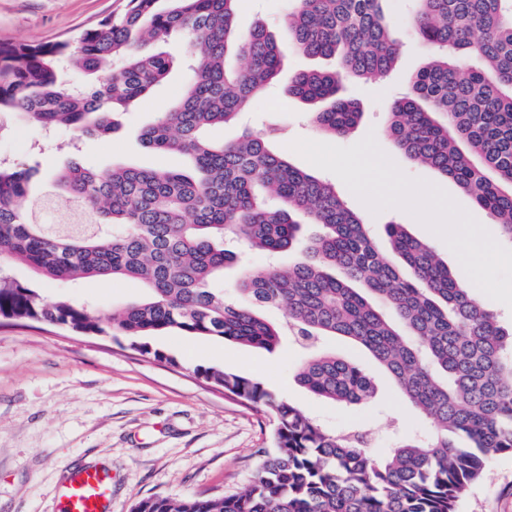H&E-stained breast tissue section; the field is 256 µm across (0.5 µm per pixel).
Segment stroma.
<instances>
[{"label":"stroma","instance_id":"35a3bbf8","mask_svg":"<svg viewBox=\"0 0 512 512\" xmlns=\"http://www.w3.org/2000/svg\"><path fill=\"white\" fill-rule=\"evenodd\" d=\"M293 5V0H239L242 29L260 24L271 32L281 46L284 66L273 86L251 103L243 121L217 130V137L230 142L243 129L260 131L268 121H277L284 131L273 141V149L306 170L309 162L291 148L296 139L349 147L371 133L406 175L440 186L481 224H491V216L455 183L409 160L385 132L391 103L404 95L408 79L431 55L413 32L414 0H389L388 17L400 45L395 66L384 80L341 85V95L358 103L362 119L348 136L333 139L313 124V105L288 93L294 74L336 65L335 60L309 57L289 45L285 22ZM123 7L124 0H0V40H64ZM186 79L183 67L175 66L166 80L119 114L118 128L105 137L65 127L45 132L19 116L2 114L0 162L37 167L28 201L32 207L53 173L71 163L98 170L183 168L182 157L146 148L141 133L159 112L178 102ZM336 189L370 224L388 260L396 255L385 227L402 224L428 242L454 272H461L446 244L409 213L387 209L375 214L344 183H337ZM8 273L46 296L89 304L103 319L145 293L132 279H89L72 285L38 282L21 266ZM149 343L163 352V359L108 336H89L37 320H0V512H58L70 475L88 467L101 470L111 485L110 512H132L136 501L153 495H223L246 487L257 475L260 450L273 445L276 423L209 385L197 375L200 367H221L274 387L284 400L329 428L362 430L372 439L369 452L374 456L391 448L395 436L431 427L369 353L339 337L325 340L322 348L356 362L373 378L377 393L369 403L345 407L317 399L300 386L295 373L306 352L288 337L271 352L178 332L150 337ZM171 356L176 365L168 364ZM459 512H512V453L500 454L487 465L460 501Z\"/></svg>","mask_w":512,"mask_h":512}]
</instances>
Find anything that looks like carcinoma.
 Returning <instances> with one entry per match:
<instances>
[{
  "label": "carcinoma",
  "mask_w": 512,
  "mask_h": 512,
  "mask_svg": "<svg viewBox=\"0 0 512 512\" xmlns=\"http://www.w3.org/2000/svg\"><path fill=\"white\" fill-rule=\"evenodd\" d=\"M127 0L68 41L0 42V114L39 128L75 127L96 136L114 116L166 79L174 58L157 45L190 39L192 71L180 102L158 113L143 145L190 159L188 171L68 166L52 176L87 224H44L25 206L35 168L0 164V268L23 265L41 279L130 278L144 297L113 310L109 326L90 307L49 298L0 275V318L36 319L91 336L144 339L177 330L274 350L289 334L310 354L297 382L320 399L353 406L376 394L356 363L318 349L342 336L366 349L402 396L430 418L426 437L388 453L365 451L359 431H331L262 383L219 368L196 373L224 395L276 421L273 448L239 492L153 496L133 512H457L487 463L512 452V327L471 295L424 241L401 224L385 233L400 264L381 253L369 225L328 183L293 166L247 132L231 143L211 132L234 120L278 75L277 43L262 25L237 26L239 0ZM388 0H296L288 40L303 54L339 58V71L301 72L288 93L311 104L326 134L345 136L362 112L339 96L343 80L387 75L398 53ZM413 25L432 49L389 112L387 132L404 155L451 179L512 240V0H415ZM246 60L231 69L229 53ZM119 64L82 86L84 74ZM234 240L266 255L298 249L301 260L264 272L242 270L236 291L220 282L237 255ZM283 307L282 323L260 309ZM396 317L391 321L384 314Z\"/></svg>",
  "instance_id": "1"
}]
</instances>
